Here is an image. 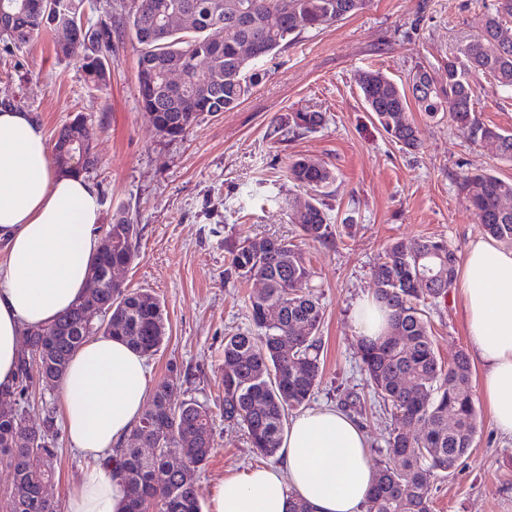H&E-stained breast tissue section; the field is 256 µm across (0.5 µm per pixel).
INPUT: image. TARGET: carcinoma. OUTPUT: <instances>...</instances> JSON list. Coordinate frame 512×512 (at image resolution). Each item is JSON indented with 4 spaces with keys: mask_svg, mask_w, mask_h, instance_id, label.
Returning <instances> with one entry per match:
<instances>
[{
    "mask_svg": "<svg viewBox=\"0 0 512 512\" xmlns=\"http://www.w3.org/2000/svg\"><path fill=\"white\" fill-rule=\"evenodd\" d=\"M85 0H0V13L15 14L11 28L0 31L6 54L60 26H76L80 38L56 43V53L73 60L96 90L107 85L117 27L138 45V93L143 110L163 137L190 131L203 113L226 112L240 105L262 82L258 63L271 58L304 31L335 23L365 8L367 0H106L97 19L85 15ZM189 18L166 33L155 30L156 18L173 11ZM169 63L188 71L190 83L174 93L158 66ZM445 82L424 67L404 89L379 70L358 78L363 100L386 135L404 150L420 146V131L407 116L408 101L435 119L448 113L470 128L474 141L493 157L512 165V131L486 126L474 113V77H491L495 86L512 90V0H497L481 32L448 57ZM319 112H297L291 133L302 135L321 125ZM65 137L87 144L84 160L73 161L63 149ZM90 115L77 114L54 135L52 160L60 174L89 175L99 163L93 151ZM289 178L309 192L303 208L292 212L298 236L328 246L334 243L323 197L335 173L321 163L298 158ZM478 184L469 196L486 235L512 245V209L500 201L512 198V181L485 170L469 172L463 187ZM105 232L112 251H99L91 272L109 264L128 266L136 256L138 225L122 213L112 215ZM225 275L258 278L261 294L250 300L251 328L224 337V421L239 426L257 454L277 456L292 410L304 409L318 387L324 310L312 286V271L299 245L286 237L247 238L229 249ZM424 275L431 286L417 288ZM457 277L455 250L443 241L424 238L387 246L373 269L374 296L389 312L387 332L377 340H360L361 370L373 399L405 425L420 424L422 435L392 429L379 450L367 512H431L428 475L455 469L472 447L477 411L470 388V362L463 352L448 363L437 354L426 315V301L445 295ZM103 313L95 327H85L91 309ZM17 376L0 397H12L17 409L0 411V461L12 473L3 512H59L56 501L41 495L55 476L59 448L55 416L41 423L24 419L36 383L52 388L70 359L93 336L119 337L150 358L166 337L160 301L130 291L104 275L95 293L81 296L46 326L25 328ZM38 377H33L32 371ZM175 382L153 390L147 410L134 424L125 447L113 449L102 465L120 476L127 493L126 512H201L195 486L183 469L200 468L215 448L211 408L195 399L174 401Z\"/></svg>",
    "mask_w": 512,
    "mask_h": 512,
    "instance_id": "carcinoma-1",
    "label": "carcinoma"
}]
</instances>
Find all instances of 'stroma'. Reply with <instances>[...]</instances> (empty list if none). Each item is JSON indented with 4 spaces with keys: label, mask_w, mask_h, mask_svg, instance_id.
Returning a JSON list of instances; mask_svg holds the SVG:
<instances>
[{
    "label": "stroma",
    "mask_w": 512,
    "mask_h": 512,
    "mask_svg": "<svg viewBox=\"0 0 512 512\" xmlns=\"http://www.w3.org/2000/svg\"><path fill=\"white\" fill-rule=\"evenodd\" d=\"M495 3L369 0L355 15L301 34L264 61L268 75L247 100L201 115L176 139L156 132L139 103L138 52L128 37L116 40L110 78L100 91L87 85L78 64L57 56L51 37L0 52V107L32 112L49 136L76 114L97 120L99 164L89 179L101 195V222L111 223L121 211L140 228L137 255L118 278L155 295L167 319L165 341L146 361L148 385L177 377V399L192 397L216 412L214 451L191 474L205 510L221 480L264 462L242 430L218 413L224 338L249 329V299L262 289L258 280L226 277L229 248L248 237H295L288 207L303 205L308 195L288 177L291 160L307 158L335 171L324 199L335 243L302 246L325 311L323 374L313 403L337 407L349 394L367 403L352 320L357 301L373 291L379 254L390 243L419 238L465 251L483 229L460 190L463 175L478 168L512 179V165L485 153L468 128L416 109L411 116L422 145L401 150L368 112L358 76L379 70L405 86L425 65L444 80L443 61L479 33ZM479 84V120L512 131V93L488 77ZM297 112H320L324 121L303 136L273 138V127L291 124ZM427 316L442 360L467 351L457 290L430 303ZM480 378V368L472 367L473 445L455 470L431 476L432 512H512V438L493 428ZM57 444L60 459L48 492L63 506L88 461L67 434H59Z\"/></svg>",
    "instance_id": "stroma-1"
}]
</instances>
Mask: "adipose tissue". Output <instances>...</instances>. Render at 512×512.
<instances>
[{
	"label": "adipose tissue",
	"mask_w": 512,
	"mask_h": 512,
	"mask_svg": "<svg viewBox=\"0 0 512 512\" xmlns=\"http://www.w3.org/2000/svg\"><path fill=\"white\" fill-rule=\"evenodd\" d=\"M96 187L59 174L46 134L22 109L0 108V384L11 385L20 330L50 324L85 292L99 248ZM457 285L470 355L484 369L481 392L494 428L512 436V249L472 240ZM144 357L122 341L88 339L59 382L71 443L99 458L125 439L146 398ZM375 469L367 437L342 410L321 407L287 423L278 463L224 479L212 512H365ZM122 481L88 468L67 512H124Z\"/></svg>",
	"instance_id": "adipose-tissue-1"
}]
</instances>
